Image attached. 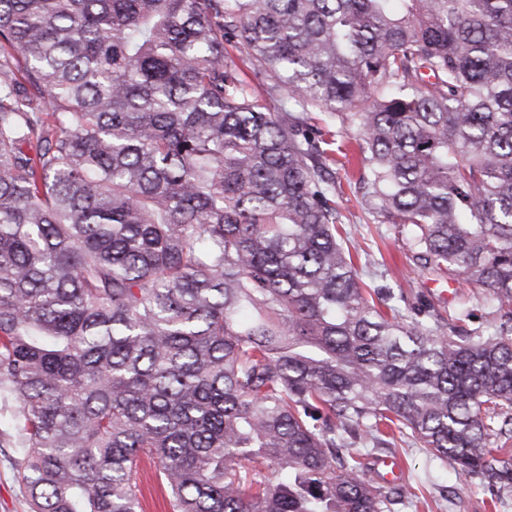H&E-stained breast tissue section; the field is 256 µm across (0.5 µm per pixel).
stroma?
<instances>
[{"instance_id": "1", "label": "stroma", "mask_w": 512, "mask_h": 512, "mask_svg": "<svg viewBox=\"0 0 512 512\" xmlns=\"http://www.w3.org/2000/svg\"><path fill=\"white\" fill-rule=\"evenodd\" d=\"M335 176L342 187L336 199L342 228L350 236L358 273L368 285L443 316L470 309L473 316L468 325L472 328L499 323L495 310L461 277L439 275L416 265L410 242L398 226L380 211L361 207L344 170H336ZM18 454V448L0 439V512H29L24 486L13 466ZM381 457L395 459L404 474L402 487L426 499L419 512H512V490L492 500L478 479H456L452 465L430 458L425 449L407 445L401 438H394L391 447L368 450L363 458L365 469H372Z\"/></svg>"}]
</instances>
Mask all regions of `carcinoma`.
I'll use <instances>...</instances> for the list:
<instances>
[{"label":"carcinoma","instance_id":"carcinoma-1","mask_svg":"<svg viewBox=\"0 0 512 512\" xmlns=\"http://www.w3.org/2000/svg\"><path fill=\"white\" fill-rule=\"evenodd\" d=\"M314 120L358 132L417 265L512 306V0H0V436L31 512H144L145 461L171 512H397L360 452L396 432L512 488V311H383Z\"/></svg>","mask_w":512,"mask_h":512}]
</instances>
